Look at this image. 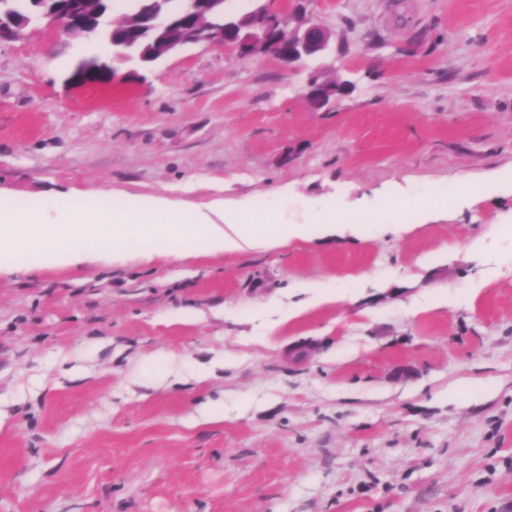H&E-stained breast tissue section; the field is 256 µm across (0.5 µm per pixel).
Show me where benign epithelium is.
<instances>
[{"mask_svg": "<svg viewBox=\"0 0 512 512\" xmlns=\"http://www.w3.org/2000/svg\"><path fill=\"white\" fill-rule=\"evenodd\" d=\"M194 13L181 27V34L173 36L170 24L161 14L152 11L135 20L124 23L126 27L149 26L158 31L153 53L164 57L186 44H218L239 55H266L282 63H294L307 55L319 56L329 47L331 32L316 24H301L288 29V10L278 11L267 5L261 7L262 22L249 16L233 21L224 11V0H194ZM37 20L45 21L59 35H84L98 24L99 15L93 9L83 7L82 0H33ZM32 22L28 17L0 14V43L23 37L24 30ZM112 80V72L74 71L69 81L85 85L106 84ZM310 96L318 107L327 105L341 91L333 84L310 79Z\"/></svg>", "mask_w": 512, "mask_h": 512, "instance_id": "obj_1", "label": "benign epithelium"}]
</instances>
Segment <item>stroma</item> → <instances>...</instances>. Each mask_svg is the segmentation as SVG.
I'll return each instance as SVG.
<instances>
[{"label":"stroma","mask_w":512,"mask_h":512,"mask_svg":"<svg viewBox=\"0 0 512 512\" xmlns=\"http://www.w3.org/2000/svg\"><path fill=\"white\" fill-rule=\"evenodd\" d=\"M295 6L333 42L290 67L195 45L76 87L111 51L0 44V199L336 206L284 246L1 269L0 512H512V0ZM314 71L348 92L315 109Z\"/></svg>","instance_id":"obj_1"}]
</instances>
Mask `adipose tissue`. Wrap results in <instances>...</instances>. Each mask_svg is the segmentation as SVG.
I'll return each mask as SVG.
<instances>
[{"instance_id": "1", "label": "adipose tissue", "mask_w": 512, "mask_h": 512, "mask_svg": "<svg viewBox=\"0 0 512 512\" xmlns=\"http://www.w3.org/2000/svg\"><path fill=\"white\" fill-rule=\"evenodd\" d=\"M271 209L162 196L71 193L0 206V268L67 266L136 248L147 257L234 253L312 236L330 212L277 224Z\"/></svg>"}]
</instances>
